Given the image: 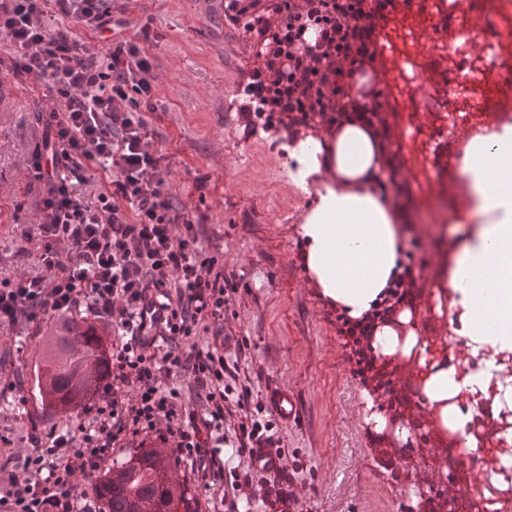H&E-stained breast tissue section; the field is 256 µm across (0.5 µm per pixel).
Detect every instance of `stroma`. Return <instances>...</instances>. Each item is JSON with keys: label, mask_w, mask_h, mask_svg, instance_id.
<instances>
[{"label": "stroma", "mask_w": 512, "mask_h": 512, "mask_svg": "<svg viewBox=\"0 0 512 512\" xmlns=\"http://www.w3.org/2000/svg\"><path fill=\"white\" fill-rule=\"evenodd\" d=\"M433 0H396L380 23L375 63L356 70L362 92L380 106L390 145L388 154L404 190L397 203L408 213L400 248H415L424 264L418 304L434 318L435 335L457 341L451 315L437 302L448 289L441 271L451 245L465 230L455 212L468 204L461 172L464 145L446 158L437 148L448 131V114L429 99L450 71L479 64L483 40H471L463 55L448 53L452 18L442 30L421 23L419 14ZM113 11L127 24L117 39L148 32L158 75L157 109L144 118L155 133L153 146L165 155L167 186L175 203L187 205L203 224L207 243L224 254V276L237 291L224 307V333L243 343L239 375L250 389L249 413L272 421L274 437L287 457L278 486L299 494L300 512H405L414 471L403 461L382 467L374 451L381 434L368 424L377 406L356 374L351 351L332 308L312 279L300 235L303 218L327 180L312 174V190L296 194L288 180L292 135L271 120L248 125L240 91L260 65L252 41L226 17L216 0H114ZM10 42L0 33V278L38 272L35 244L25 242L18 225L31 224L37 183L27 162L41 139L42 110L18 87L8 71ZM416 70L414 83L397 79ZM56 319L20 333L0 327V375L17 377L20 392L0 391V495L14 464L32 450L31 434L76 430L81 413L70 417L42 411L28 391L43 356V340ZM285 385L302 409L294 425L277 423L266 402L271 386Z\"/></svg>", "instance_id": "stroma-1"}]
</instances>
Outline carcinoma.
<instances>
[{
  "mask_svg": "<svg viewBox=\"0 0 512 512\" xmlns=\"http://www.w3.org/2000/svg\"><path fill=\"white\" fill-rule=\"evenodd\" d=\"M238 0H229L226 10L244 34L260 30L263 21L237 11ZM297 39L313 50L317 38L309 31H321L322 16L310 13L295 22ZM105 328L86 320L67 318L45 341L42 366L33 382V397L42 409L54 414L73 413L93 400L102 389L108 356ZM98 497L107 512H190L192 497L178 463L168 448H142L112 464L97 480Z\"/></svg>",
  "mask_w": 512,
  "mask_h": 512,
  "instance_id": "cac0c4a2",
  "label": "carcinoma"
}]
</instances>
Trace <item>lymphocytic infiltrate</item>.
<instances>
[{
	"instance_id": "obj_1",
	"label": "lymphocytic infiltrate",
	"mask_w": 512,
	"mask_h": 512,
	"mask_svg": "<svg viewBox=\"0 0 512 512\" xmlns=\"http://www.w3.org/2000/svg\"><path fill=\"white\" fill-rule=\"evenodd\" d=\"M92 31H112L107 0H0V32L10 38L9 72L21 86L56 92L58 105L44 119L43 134L28 162L41 188L36 239L39 274L0 279V326L40 325L46 318L87 304L111 319L125 338L113 347L110 374L99 398L82 411L78 433L34 434L33 447L0 496V512H81L79 482L93 477L117 450L156 437L189 462L203 489L224 491L227 512L256 497L250 481L225 478L217 452L225 443L224 421L237 417L235 438L249 448L272 425L245 414L247 393H234L226 379L230 340L223 334L224 307L236 288L224 277V255L204 241L201 224L175 205L166 186L164 157L142 116L154 111V59L145 38L113 42L108 64H98L92 43L67 31H49L45 5ZM394 0H335L336 25L316 53L296 39L274 41L265 69L252 71L253 86H271L270 108L288 127L321 121L341 123L344 113L300 109L312 79L332 98L344 96L349 65L375 62L377 27ZM98 170L108 180L95 202H85L74 179ZM418 266L403 251L377 302L361 317L339 314L340 331L353 341L352 357L362 383L393 396L391 380L375 367L376 328L411 304ZM211 342L199 345L204 333ZM169 341L159 351L157 340ZM192 344L183 353L181 344ZM189 377L199 404L187 407L172 376Z\"/></svg>"
}]
</instances>
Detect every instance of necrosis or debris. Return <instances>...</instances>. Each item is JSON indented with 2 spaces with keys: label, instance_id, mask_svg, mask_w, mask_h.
I'll return each mask as SVG.
<instances>
[{
  "label": "necrosis or debris",
  "instance_id": "1",
  "mask_svg": "<svg viewBox=\"0 0 512 512\" xmlns=\"http://www.w3.org/2000/svg\"><path fill=\"white\" fill-rule=\"evenodd\" d=\"M448 10L463 17L477 14L471 32L486 37L488 55L468 73L449 78L447 97L466 100L472 112L491 111L499 96L494 88L483 87L481 78L507 64L496 28L504 15L512 13V0H467L462 6L450 0ZM465 346L467 366H460L453 347L445 346L438 352V371L457 377L483 373L487 379L466 392L467 409L449 411L444 424L454 437L457 456H468L476 448L487 459L483 478L469 489L470 498L483 512H512V351L481 346L470 339Z\"/></svg>",
  "mask_w": 512,
  "mask_h": 512
}]
</instances>
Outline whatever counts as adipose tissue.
Wrapping results in <instances>:
<instances>
[{
    "instance_id": "adipose-tissue-1",
    "label": "adipose tissue",
    "mask_w": 512,
    "mask_h": 512,
    "mask_svg": "<svg viewBox=\"0 0 512 512\" xmlns=\"http://www.w3.org/2000/svg\"><path fill=\"white\" fill-rule=\"evenodd\" d=\"M333 144L299 141L293 155L303 175L332 171L300 226L306 261L325 296L353 317L369 310L396 265L398 223L405 215L381 205L368 189L387 163L368 124L352 117ZM462 171L471 204L470 235L453 244L448 287L460 296L473 341L512 347V123L475 135Z\"/></svg>"
}]
</instances>
